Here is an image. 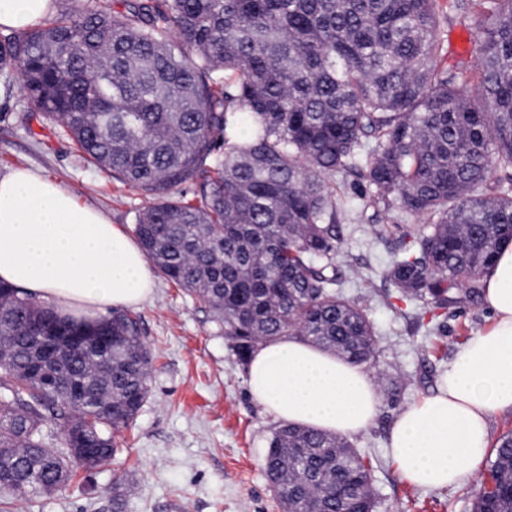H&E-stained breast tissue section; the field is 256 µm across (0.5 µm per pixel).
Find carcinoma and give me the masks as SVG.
<instances>
[{"label":"carcinoma","instance_id":"obj_1","mask_svg":"<svg viewBox=\"0 0 512 512\" xmlns=\"http://www.w3.org/2000/svg\"><path fill=\"white\" fill-rule=\"evenodd\" d=\"M70 2L0 37V78L19 74L30 112L147 199L146 259L207 303L241 363L286 336L374 360V323L336 290L338 173L359 174L377 214L424 221L387 272L402 295L481 298L512 241V193L487 192L512 169V0H473L475 72L434 64L438 0ZM56 323L110 333L112 349L63 343L46 359L41 328ZM153 361L128 313L70 319L0 282V489L59 491L88 469L74 440L112 460ZM492 454L471 512H512L511 431ZM264 470L282 512H378L371 461L333 433L279 427Z\"/></svg>","mask_w":512,"mask_h":512}]
</instances>
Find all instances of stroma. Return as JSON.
<instances>
[{
  "mask_svg": "<svg viewBox=\"0 0 512 512\" xmlns=\"http://www.w3.org/2000/svg\"><path fill=\"white\" fill-rule=\"evenodd\" d=\"M439 21L446 43L437 65L475 68L474 50L456 52L476 28L474 12L447 10ZM19 166L69 187L79 203L102 210L129 233L145 206L143 196L85 163L57 126L31 116L21 88L9 94L0 88V175ZM332 186L343 212L336 254L341 286L368 312L378 333L376 356L366 370L383 389L379 414L350 437L373 460L378 512H470L477 481L443 489L411 485L389 458L386 441L399 412L436 391L459 345L491 326L494 315L480 302L434 309L431 322H423L421 302L402 297L385 277L422 221L391 211V234L375 238L371 213L361 207L367 184L340 174ZM152 278V296L131 310L154 355L145 405L116 433L118 451L109 464L82 472L18 512H113L117 482L125 489L123 512H281L264 475L268 442L281 420L253 400L248 367L212 323L208 305L161 273Z\"/></svg>",
  "mask_w": 512,
  "mask_h": 512,
  "instance_id": "1",
  "label": "stroma"
}]
</instances>
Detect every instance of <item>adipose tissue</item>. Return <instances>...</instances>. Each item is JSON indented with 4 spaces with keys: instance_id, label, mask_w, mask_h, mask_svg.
<instances>
[{
    "instance_id": "adipose-tissue-1",
    "label": "adipose tissue",
    "mask_w": 512,
    "mask_h": 512,
    "mask_svg": "<svg viewBox=\"0 0 512 512\" xmlns=\"http://www.w3.org/2000/svg\"><path fill=\"white\" fill-rule=\"evenodd\" d=\"M53 0H0V28L25 29ZM0 281L60 312L135 307L152 295L140 247L68 187L27 167L0 176ZM491 328L461 344L437 392L404 409L389 451L412 485L465 484L490 445L489 417L512 410V245L483 279ZM253 398L277 418L351 435L374 421L377 382L353 365L290 336L265 344L248 368Z\"/></svg>"
}]
</instances>
